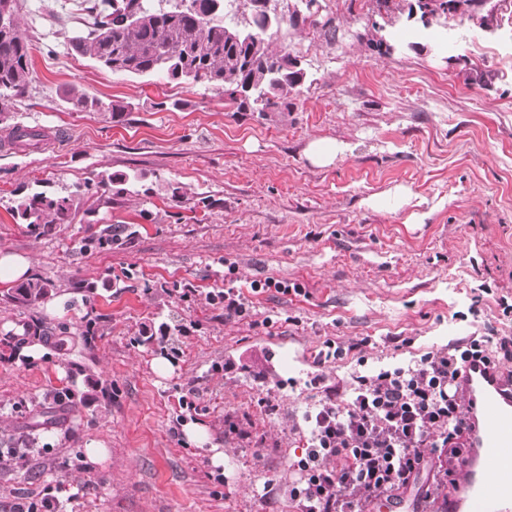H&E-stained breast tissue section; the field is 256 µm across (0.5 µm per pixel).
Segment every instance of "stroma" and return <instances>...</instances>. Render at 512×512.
<instances>
[{"label": "stroma", "mask_w": 512, "mask_h": 512, "mask_svg": "<svg viewBox=\"0 0 512 512\" xmlns=\"http://www.w3.org/2000/svg\"><path fill=\"white\" fill-rule=\"evenodd\" d=\"M20 2L36 81L15 120L49 138L12 148L0 124V248L31 258L56 290L26 308L0 285V438L28 435L47 393L70 390L77 407L24 467L0 460V512L52 486L67 512H293L286 488L306 446L303 413L323 396L316 374L344 387L464 336H512L499 305L512 299V0H456L430 29L409 17L411 0L391 11L320 0L336 37L282 26L306 80L293 110L271 117L201 85L112 74L70 48L85 29L80 0ZM373 30L406 39L381 52L366 42ZM73 83L127 112L74 110L63 95ZM315 140L340 145L331 164L309 159ZM103 171L147 173L152 193L97 206L93 224L77 210L42 238L8 210L15 191ZM399 188L395 211L371 206ZM102 224L129 235L80 249ZM229 262L241 286L271 277L304 292L263 293L251 318H225L206 294ZM81 280L92 294L76 291ZM63 325L61 354L45 333ZM328 340L348 352L320 370ZM180 424L206 442L174 435Z\"/></svg>", "instance_id": "stroma-1"}]
</instances>
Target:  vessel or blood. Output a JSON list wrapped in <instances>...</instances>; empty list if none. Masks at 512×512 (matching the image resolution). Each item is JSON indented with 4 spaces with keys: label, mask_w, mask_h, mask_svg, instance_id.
<instances>
[{
    "label": "vessel or blood",
    "mask_w": 512,
    "mask_h": 512,
    "mask_svg": "<svg viewBox=\"0 0 512 512\" xmlns=\"http://www.w3.org/2000/svg\"><path fill=\"white\" fill-rule=\"evenodd\" d=\"M454 385L464 401L465 453L437 512H512V382L470 360Z\"/></svg>",
    "instance_id": "vessel-or-blood-1"
}]
</instances>
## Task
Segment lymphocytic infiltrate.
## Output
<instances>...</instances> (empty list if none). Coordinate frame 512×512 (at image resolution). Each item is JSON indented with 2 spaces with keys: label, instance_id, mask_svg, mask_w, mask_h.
Here are the masks:
<instances>
[{
  "label": "lymphocytic infiltrate",
  "instance_id": "f902f5d3",
  "mask_svg": "<svg viewBox=\"0 0 512 512\" xmlns=\"http://www.w3.org/2000/svg\"><path fill=\"white\" fill-rule=\"evenodd\" d=\"M301 293L273 278L249 287L227 282L208 292L228 319L246 318L252 298L268 291ZM493 367L512 360V336H472L428 352L414 365L355 376L348 391L325 387L306 420L304 456L288 485L295 512H374L376 503H402L420 485L422 500L456 482L465 442L464 403L453 389L463 363Z\"/></svg>",
  "mask_w": 512,
  "mask_h": 512
}]
</instances>
